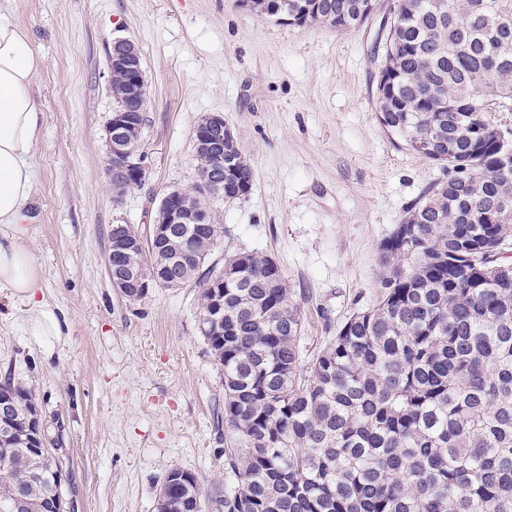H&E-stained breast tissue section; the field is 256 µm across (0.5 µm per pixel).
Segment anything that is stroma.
Instances as JSON below:
<instances>
[{
	"label": "stroma",
	"mask_w": 512,
	"mask_h": 512,
	"mask_svg": "<svg viewBox=\"0 0 512 512\" xmlns=\"http://www.w3.org/2000/svg\"><path fill=\"white\" fill-rule=\"evenodd\" d=\"M376 3L363 25L338 30L260 17L240 0H0V21L43 59L27 247L60 324L37 335L35 311L0 288V377L36 393L67 475L65 512H157L174 468L195 474L204 512H218L229 482L198 284L133 302L105 264L112 225L149 237L163 194L195 181L201 115H223L254 170L248 196L213 203L224 233L210 260L256 252L279 265L301 307L303 362L379 303L381 245L443 172L378 120L375 60L398 0ZM118 38L138 45L148 81L147 177L119 198L105 135Z\"/></svg>",
	"instance_id": "1"
}]
</instances>
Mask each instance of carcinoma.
I'll return each instance as SVG.
<instances>
[{"label":"carcinoma","mask_w":512,"mask_h":512,"mask_svg":"<svg viewBox=\"0 0 512 512\" xmlns=\"http://www.w3.org/2000/svg\"><path fill=\"white\" fill-rule=\"evenodd\" d=\"M368 0H247L340 29L363 24ZM112 80L113 109L146 121ZM378 118L442 166L381 246L383 299L352 315L315 362L302 365L300 306L269 257L240 252L197 268L221 234L211 195L182 191L206 224H181L165 244L167 274L200 286L199 319L224 295V335H202L223 372L224 449L233 478L222 512H512V164L499 163L494 112H512V0H400L376 84ZM252 186L240 150L224 153ZM14 414L38 406L5 375ZM18 440L0 449V502L24 486V512H48L51 473ZM39 471L43 478L33 480ZM158 512H202L195 474L172 469Z\"/></svg>","instance_id":"1"}]
</instances>
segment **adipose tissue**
<instances>
[{
  "label": "adipose tissue",
  "mask_w": 512,
  "mask_h": 512,
  "mask_svg": "<svg viewBox=\"0 0 512 512\" xmlns=\"http://www.w3.org/2000/svg\"><path fill=\"white\" fill-rule=\"evenodd\" d=\"M43 65L28 35L0 22V286L12 288L27 305L40 310V334L59 331L54 314L37 299L42 273L27 244L24 209L32 191L31 158L45 120L32 84Z\"/></svg>",
  "instance_id": "ef3b65f1"
}]
</instances>
